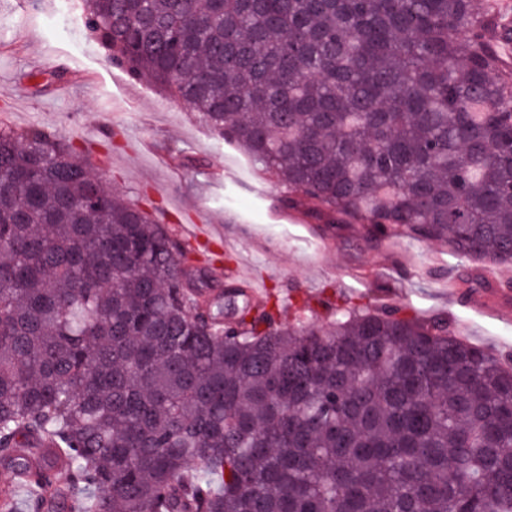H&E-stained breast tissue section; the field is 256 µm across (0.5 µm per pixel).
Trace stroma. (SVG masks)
<instances>
[{"instance_id":"1","label":"stroma","mask_w":512,"mask_h":512,"mask_svg":"<svg viewBox=\"0 0 512 512\" xmlns=\"http://www.w3.org/2000/svg\"><path fill=\"white\" fill-rule=\"evenodd\" d=\"M50 0H0V115L9 127L41 128L78 146L113 191L186 239L192 220L216 227L196 253L242 264L269 290L303 296L321 291L374 305L394 293L418 315L444 314L474 345L512 355V322L493 315L512 296L474 287L448 298L449 281L483 279L480 262L450 257L441 246L396 239L390 251L369 247L353 225L328 229L274 220L283 192L272 174L258 173L234 145L214 135L200 113L105 59L82 17L49 30ZM152 142L154 153L140 150ZM357 270L362 280L340 279Z\"/></svg>"}]
</instances>
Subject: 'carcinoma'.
<instances>
[{
	"label": "carcinoma",
	"mask_w": 512,
	"mask_h": 512,
	"mask_svg": "<svg viewBox=\"0 0 512 512\" xmlns=\"http://www.w3.org/2000/svg\"><path fill=\"white\" fill-rule=\"evenodd\" d=\"M279 204L512 264V40L473 0H82ZM69 142L0 126V458L32 512H512V359L396 304L238 289ZM290 310L293 320L283 321Z\"/></svg>",
	"instance_id": "carcinoma-1"
}]
</instances>
